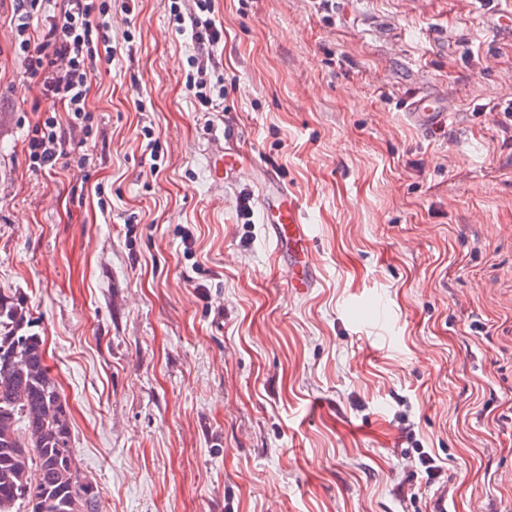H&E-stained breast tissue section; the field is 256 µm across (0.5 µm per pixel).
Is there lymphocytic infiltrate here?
Returning a JSON list of instances; mask_svg holds the SVG:
<instances>
[{"mask_svg": "<svg viewBox=\"0 0 512 512\" xmlns=\"http://www.w3.org/2000/svg\"><path fill=\"white\" fill-rule=\"evenodd\" d=\"M47 2L13 0L12 15L14 55L25 72L37 78L40 94L62 103L71 114L65 125L57 117H45L28 139L29 161L39 171L54 170L86 145L75 134L76 123L88 111L91 65L97 46L108 39L106 17L112 9V0H61L52 12L46 8ZM193 2V9L185 11L178 0H172L170 14L176 31H191L198 46L197 55L188 60L185 86L199 106L211 110L228 94L225 78L209 53L223 32L211 17L213 0Z\"/></svg>", "mask_w": 512, "mask_h": 512, "instance_id": "1", "label": "lymphocytic infiltrate"}]
</instances>
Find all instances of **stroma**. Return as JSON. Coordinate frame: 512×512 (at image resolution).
<instances>
[{"mask_svg":"<svg viewBox=\"0 0 512 512\" xmlns=\"http://www.w3.org/2000/svg\"><path fill=\"white\" fill-rule=\"evenodd\" d=\"M170 5L113 7L88 160L40 173L24 140L68 114L0 0V291L102 512H512V0H215L219 112ZM427 94L436 135L401 109ZM228 136L248 163L218 183ZM270 174L310 227L304 295L260 220Z\"/></svg>","mask_w":512,"mask_h":512,"instance_id":"obj_1","label":"stroma"}]
</instances>
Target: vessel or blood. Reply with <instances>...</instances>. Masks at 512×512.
<instances>
[{"label": "vessel or blood", "instance_id": "1", "mask_svg": "<svg viewBox=\"0 0 512 512\" xmlns=\"http://www.w3.org/2000/svg\"><path fill=\"white\" fill-rule=\"evenodd\" d=\"M405 108L415 124L429 133L445 127L448 120V108L435 96L408 100ZM259 208L262 221L272 229L273 240L286 262L289 288L297 291L314 287L313 270L308 261V228L296 198L273 178L261 191Z\"/></svg>", "mask_w": 512, "mask_h": 512}]
</instances>
